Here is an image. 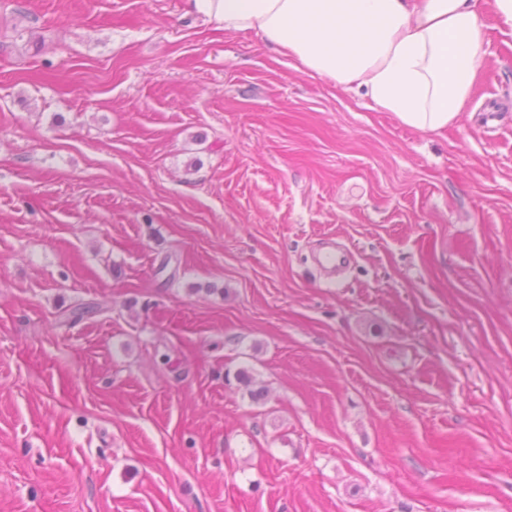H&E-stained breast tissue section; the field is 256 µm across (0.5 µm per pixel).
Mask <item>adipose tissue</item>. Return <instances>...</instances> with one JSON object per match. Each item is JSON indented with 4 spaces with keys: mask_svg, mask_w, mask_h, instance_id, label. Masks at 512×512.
Instances as JSON below:
<instances>
[{
    "mask_svg": "<svg viewBox=\"0 0 512 512\" xmlns=\"http://www.w3.org/2000/svg\"><path fill=\"white\" fill-rule=\"evenodd\" d=\"M298 70L358 89L406 127L439 132L470 100L487 39L481 0H189Z\"/></svg>",
    "mask_w": 512,
    "mask_h": 512,
    "instance_id": "obj_1",
    "label": "adipose tissue"
}]
</instances>
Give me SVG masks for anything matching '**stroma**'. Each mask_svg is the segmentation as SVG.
<instances>
[{
    "label": "stroma",
    "mask_w": 512,
    "mask_h": 512,
    "mask_svg": "<svg viewBox=\"0 0 512 512\" xmlns=\"http://www.w3.org/2000/svg\"><path fill=\"white\" fill-rule=\"evenodd\" d=\"M484 20L428 133L186 0H0V512H512V29Z\"/></svg>",
    "instance_id": "35a3bbf8"
}]
</instances>
